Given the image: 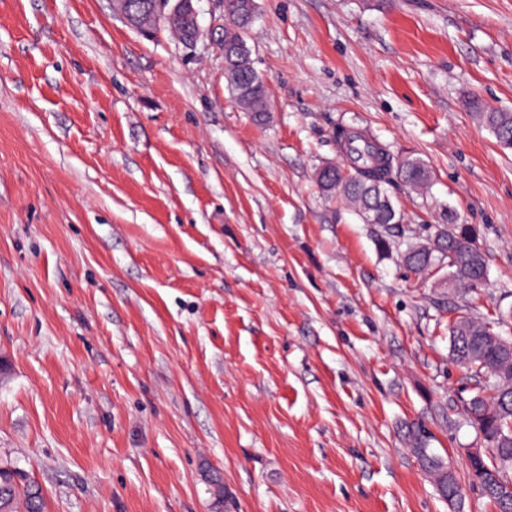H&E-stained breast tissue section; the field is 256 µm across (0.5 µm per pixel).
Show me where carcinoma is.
Returning <instances> with one entry per match:
<instances>
[{"mask_svg": "<svg viewBox=\"0 0 512 512\" xmlns=\"http://www.w3.org/2000/svg\"><path fill=\"white\" fill-rule=\"evenodd\" d=\"M245 0H224V51L236 58L225 68L228 86L240 107L251 113L258 123L270 115L267 81L256 71L247 46L248 26L242 22ZM171 33L182 43L191 38L192 24L179 19L166 22ZM480 123L499 145L512 149V112L475 106ZM336 142L347 156L346 171L336 170L330 179L316 176L325 197L343 200L365 224L393 226L402 221L387 186L401 181L414 190H424L431 182V171L419 157L393 156L374 137L356 129H340ZM475 229L469 224L454 225L448 234L443 224L425 241L409 246L404 262L415 271H433L443 263L448 267V284L455 288H474L486 274L483 254L472 248ZM449 355L464 364L474 382L464 413L469 421L483 424L481 434L491 448L487 464L505 460L512 469V353L504 351L497 335L485 324L461 314L449 326ZM45 499L38 484L29 481L16 469L0 465V512H44Z\"/></svg>", "mask_w": 512, "mask_h": 512, "instance_id": "1", "label": "carcinoma"}]
</instances>
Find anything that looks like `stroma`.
I'll return each instance as SVG.
<instances>
[{
  "mask_svg": "<svg viewBox=\"0 0 512 512\" xmlns=\"http://www.w3.org/2000/svg\"><path fill=\"white\" fill-rule=\"evenodd\" d=\"M196 8L187 47L111 0H0V463L46 512H449L415 428L494 512L448 323L512 340V151L471 110L512 112V0H256L263 126ZM341 124L430 168L390 186L401 224L319 193ZM451 219L478 293L400 256Z\"/></svg>",
  "mask_w": 512,
  "mask_h": 512,
  "instance_id": "1",
  "label": "stroma"
}]
</instances>
